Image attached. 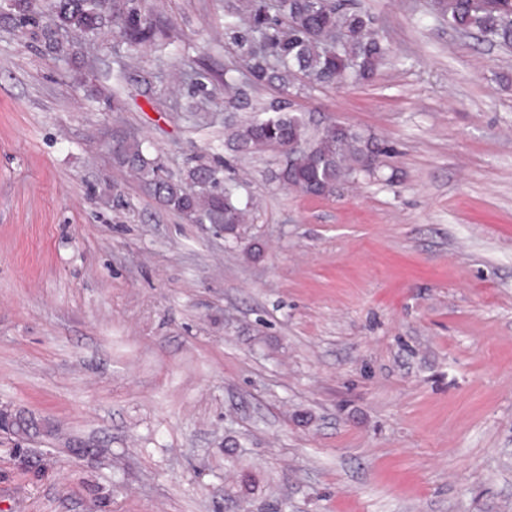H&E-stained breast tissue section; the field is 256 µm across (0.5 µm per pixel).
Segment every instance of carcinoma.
<instances>
[{
	"mask_svg": "<svg viewBox=\"0 0 512 512\" xmlns=\"http://www.w3.org/2000/svg\"><path fill=\"white\" fill-rule=\"evenodd\" d=\"M431 8L448 27L489 44L512 46V0H431ZM21 26L41 32L48 46L66 53L51 38L52 28L96 36L112 29L138 46L156 39L144 0H45L43 9L31 0H14ZM244 51L243 76L252 84H276L283 94L305 85H345L371 80L390 57L378 34L377 19L359 0H249L244 25H231ZM224 70V105H247L246 86ZM234 150L242 155L277 151L283 164L279 183L314 196L335 193L343 182L375 173L383 147L354 127L337 122L313 126L303 115L282 107H262L231 133ZM116 164L135 173L161 203L194 224H214L238 238L250 201L240 198L238 179L225 174L224 163H198L174 180L164 174L143 142L127 135L112 141Z\"/></svg>",
	"mask_w": 512,
	"mask_h": 512,
	"instance_id": "1",
	"label": "carcinoma"
}]
</instances>
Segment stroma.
I'll return each mask as SVG.
<instances>
[{
	"instance_id": "35a3bbf8",
	"label": "stroma",
	"mask_w": 512,
	"mask_h": 512,
	"mask_svg": "<svg viewBox=\"0 0 512 512\" xmlns=\"http://www.w3.org/2000/svg\"><path fill=\"white\" fill-rule=\"evenodd\" d=\"M232 0H148L162 42L0 7V512H512V49L361 0L367 83L224 109ZM206 100L204 111L191 106ZM287 100L374 135L373 178L310 197L229 124ZM230 165L238 239L112 159Z\"/></svg>"
}]
</instances>
